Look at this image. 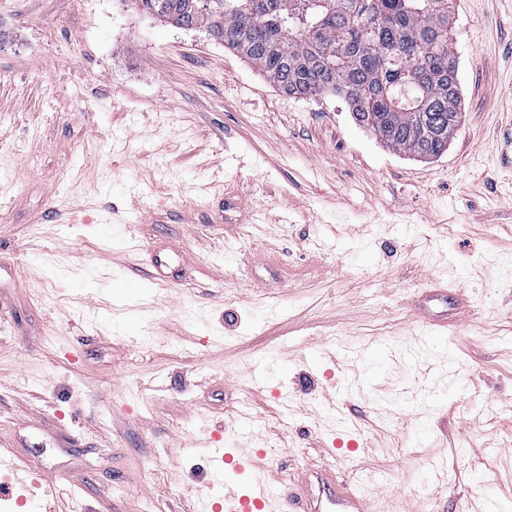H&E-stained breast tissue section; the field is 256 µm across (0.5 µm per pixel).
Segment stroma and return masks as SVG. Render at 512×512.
Masks as SVG:
<instances>
[{"mask_svg": "<svg viewBox=\"0 0 512 512\" xmlns=\"http://www.w3.org/2000/svg\"><path fill=\"white\" fill-rule=\"evenodd\" d=\"M453 7L418 160L131 0H0V512H235L219 448L512 506V0Z\"/></svg>", "mask_w": 512, "mask_h": 512, "instance_id": "stroma-1", "label": "stroma"}]
</instances>
